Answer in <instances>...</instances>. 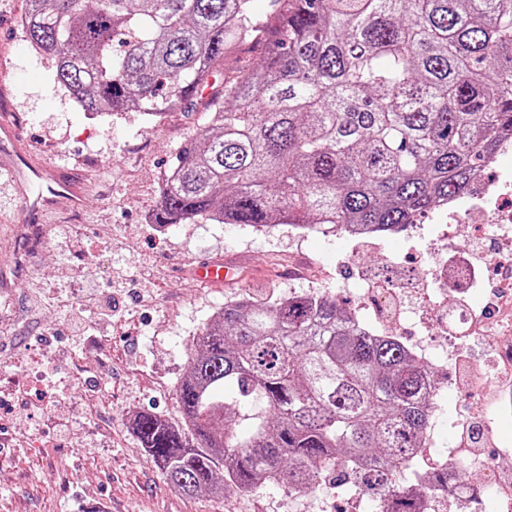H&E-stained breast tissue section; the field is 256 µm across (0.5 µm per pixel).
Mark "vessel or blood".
Masks as SVG:
<instances>
[{"instance_id":"vessel-or-blood-1","label":"vessel or blood","mask_w":512,"mask_h":512,"mask_svg":"<svg viewBox=\"0 0 512 512\" xmlns=\"http://www.w3.org/2000/svg\"><path fill=\"white\" fill-rule=\"evenodd\" d=\"M18 135L19 129L14 122L7 119L0 121V141L6 144L5 149L0 150V171L7 172L14 186L19 188L21 205L30 221L42 223L60 194L68 197L72 208H80L83 202L81 179L69 175L62 168L44 165L36 156L18 157L8 148ZM194 273L204 282L217 284L226 280L230 267L220 262L206 261L198 263Z\"/></svg>"}]
</instances>
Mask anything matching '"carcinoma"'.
Masks as SVG:
<instances>
[{"label": "carcinoma", "instance_id": "1", "mask_svg": "<svg viewBox=\"0 0 512 512\" xmlns=\"http://www.w3.org/2000/svg\"><path fill=\"white\" fill-rule=\"evenodd\" d=\"M252 2L26 0L27 41L91 116L158 121L209 90L207 125L166 175L160 224L392 233L466 193L512 131V0H271L269 19ZM246 44L261 49L255 68L234 64ZM187 350L183 424L133 421L185 495L331 480L383 512H423L422 496L462 481L420 470L428 366L334 298L226 303Z\"/></svg>", "mask_w": 512, "mask_h": 512}]
</instances>
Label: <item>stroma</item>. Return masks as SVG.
I'll return each mask as SVG.
<instances>
[{
  "label": "stroma",
  "mask_w": 512,
  "mask_h": 512,
  "mask_svg": "<svg viewBox=\"0 0 512 512\" xmlns=\"http://www.w3.org/2000/svg\"><path fill=\"white\" fill-rule=\"evenodd\" d=\"M24 0H0V113L21 127L17 154H33L82 176L81 209L57 198L45 232L15 269L11 225L26 223L16 190L0 177V512H339L351 492L319 486L305 494L267 484L254 492L188 497L171 488L133 435L134 415L149 412L177 424L176 389L187 369V342L226 302L318 291L378 332L418 342L450 327L464 334L466 299L495 317L491 281L448 295L430 284L428 268L447 241L512 253V224H488L496 198L468 200V221L431 212L419 227L361 241L290 236L205 221L153 224L171 155L195 138L204 112H172L151 123L140 113L103 120L83 112L54 80L51 60L34 53L20 26ZM203 260L231 263L220 286L199 282ZM391 279L400 311L368 308L367 285ZM89 339L72 342V320ZM466 358L435 365L453 395L432 418L427 442L458 446L460 417L485 421L502 387L493 368L495 338L471 339ZM479 371L461 387L462 367Z\"/></svg>",
  "instance_id": "stroma-1"
}]
</instances>
